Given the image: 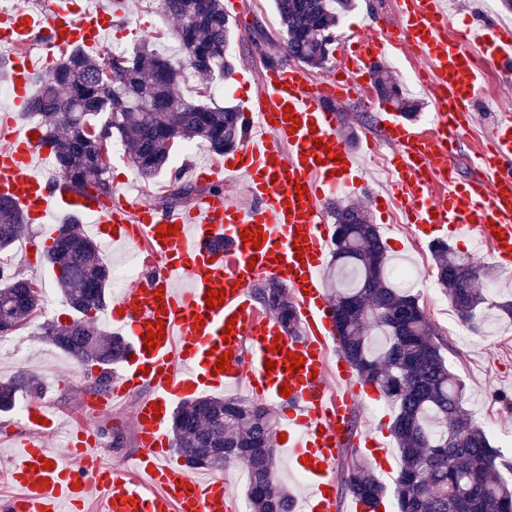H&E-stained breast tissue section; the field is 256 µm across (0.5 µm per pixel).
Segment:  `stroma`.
Segmentation results:
<instances>
[{"mask_svg": "<svg viewBox=\"0 0 512 512\" xmlns=\"http://www.w3.org/2000/svg\"><path fill=\"white\" fill-rule=\"evenodd\" d=\"M124 2L122 13L113 18L105 51H129L142 39L149 38L159 52L176 55L177 46L169 36L173 23L158 10L155 0ZM395 7V0H354L351 8L340 14L336 32L341 35L362 27H376L379 19ZM224 11L231 16L230 50L237 65L250 68L251 81H258L265 56L280 52V23L273 0H238L234 5L228 2ZM334 108L340 117V134L348 144L362 149L367 138H379L380 132L364 99L340 101ZM108 177L113 194L133 199L143 196L155 203L168 190V179L163 175L151 186H144L123 151L117 148L112 151ZM370 218L378 227L391 262L408 259L421 265V286L416 294L446 344L443 354L450 368L466 385V407L484 428L491 445L500 450L504 460L512 463V410L499 400L500 395H512V318L498 311H487L477 328L462 324L436 280L428 239H421L419 247H412L405 234L387 224L380 212H371ZM43 235L40 225H30L25 238L9 254L0 256V264L14 268L56 297L53 306L41 309L24 328L26 341L22 355L0 353V376L19 370L37 374L47 386L46 396L54 410L77 418L83 414L91 392L87 370L38 337L44 321H64L69 309L57 298L58 284L48 265L30 267L23 262L28 243L41 242ZM138 402V397H129L111 414L90 423L106 460L115 466H131L139 451L132 425Z\"/></svg>", "mask_w": 512, "mask_h": 512, "instance_id": "obj_1", "label": "stroma"}]
</instances>
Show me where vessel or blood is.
I'll list each match as a JSON object with an SVG mask.
<instances>
[{"label": "vessel or blood", "instance_id": "b4317fda", "mask_svg": "<svg viewBox=\"0 0 512 512\" xmlns=\"http://www.w3.org/2000/svg\"><path fill=\"white\" fill-rule=\"evenodd\" d=\"M117 11L114 4L93 8L80 0H41L35 15L15 6L0 12V46L37 39L51 48L95 51ZM378 27L376 34L350 38L319 79L302 67L274 62L256 87L245 74L233 75L245 137L223 163L198 168L197 175L219 180L241 174L249 196L245 203L222 193L166 212L123 196H69L39 172L48 152L33 137L32 126L0 121V202L41 225L59 213L91 220L103 241L148 250L157 269L147 286H130L112 301L106 319L128 337L123 367L88 411L97 416L142 387L151 389L133 414L141 446L135 476L93 452L96 438L87 419L78 420L65 453H56L48 436L57 416L46 402H32L10 471L15 492L0 503V512H57L63 501L82 512L96 491L105 495L104 512H237L223 475L199 479L173 460L167 425L177 401L244 383L286 406L279 427L286 436L283 446L290 469L307 489L294 501L296 512H338L336 466L354 443L352 416L369 397L370 385L354 375L343 355H328L335 327L321 277L331 240L323 201L339 189L360 187L359 157L341 140L331 102L353 98L355 87L365 84L372 66L391 50L423 61L434 112L429 127L421 129L387 104H371L394 175L389 197H376L374 206L399 208L405 223L431 233L490 246L493 263L512 270V114L500 113L484 135L489 162H475L464 181L452 166L473 122L482 64L512 72V27L491 34L480 23L452 28L444 0H398L393 18ZM37 65L32 56H12L7 75L12 111H26ZM169 225L176 226V234L158 238V228ZM257 229L262 239L255 250L243 234ZM261 280L289 292L301 335H286L256 306L252 289ZM212 289L224 295L213 308L204 300ZM229 326L235 334L226 341L222 331ZM151 332L163 333L162 342L146 345ZM227 352L229 369L216 371L218 355ZM292 354L303 360L295 374L287 370ZM269 360L275 371H267ZM283 386L288 395H280ZM387 435L379 427L365 433L362 443L385 474L396 461Z\"/></svg>", "mask_w": 512, "mask_h": 512}]
</instances>
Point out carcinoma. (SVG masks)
I'll list each match as a JSON object with an SVG mask.
<instances>
[{"mask_svg":"<svg viewBox=\"0 0 512 512\" xmlns=\"http://www.w3.org/2000/svg\"><path fill=\"white\" fill-rule=\"evenodd\" d=\"M350 3L275 0L286 58L325 68L334 51L339 15ZM157 6L174 23L180 60L164 57L149 40L119 54L91 55L71 47L38 78L28 115L41 127V143L74 193L91 188L99 195H112L107 174L117 144L141 178L149 181L168 170L178 146L201 141L221 157L244 134L236 107L188 99L181 92L188 72L207 86L234 71L222 0H158ZM106 68L115 71L112 83L102 81ZM372 81L404 118L416 117L417 103L404 96L384 66L374 67ZM221 190V184L200 187L176 173L160 205L168 210ZM329 209L336 224L331 268L336 281L333 308L340 312L336 340L359 377L397 404L392 431L401 458L394 488L399 512H512V484L498 475V467L507 462L500 460L465 408L463 383L449 369L443 341L418 298L389 281L377 227L356 204L337 200ZM25 227L16 209L0 203V252L12 248ZM56 231L46 261L73 315L66 324L43 323L41 337L81 364L99 367L96 383L101 389L126 346L124 337L97 319L110 299L111 267L82 225L70 220ZM431 251L438 283L459 320L474 323L487 302L481 284L494 280L493 273L446 242L434 243ZM255 296L287 335H299L295 306L283 288L263 282ZM40 306L39 288L33 282L16 273L6 277L0 267L1 336L27 324ZM373 329L388 339L380 352L369 344ZM42 393V379L30 372L0 379V413L13 411L23 394ZM274 428L271 407L238 398H196L176 411L172 424L175 447L188 466L246 469L249 512H292L291 495L275 482L274 457L267 454ZM344 468L352 496L370 506L381 502L385 488L356 449L350 450Z\"/></svg>","mask_w":512,"mask_h":512,"instance_id":"1","label":"carcinoma"}]
</instances>
